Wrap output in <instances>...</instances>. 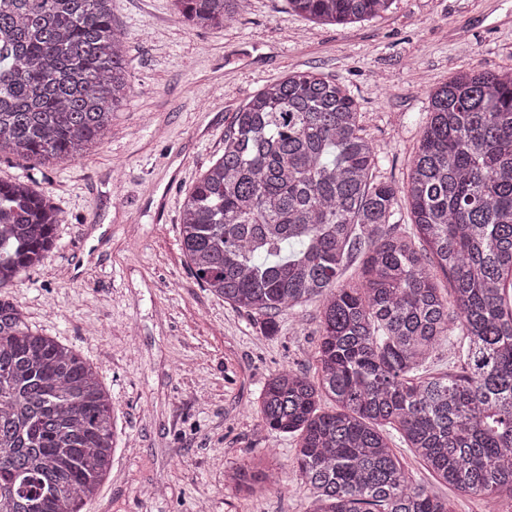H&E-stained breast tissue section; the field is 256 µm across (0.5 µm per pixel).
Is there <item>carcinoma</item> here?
<instances>
[{"instance_id": "cac0c4a2", "label": "carcinoma", "mask_w": 512, "mask_h": 512, "mask_svg": "<svg viewBox=\"0 0 512 512\" xmlns=\"http://www.w3.org/2000/svg\"><path fill=\"white\" fill-rule=\"evenodd\" d=\"M247 2L173 6L189 26L222 30ZM393 2L288 6L344 24ZM129 76L112 0H0V154L83 156L130 97ZM378 156L345 86L313 72L265 86L183 203L185 255L269 336L281 312L321 303L314 375L283 367L259 396L264 427L296 438L306 512H449L412 484L390 430L442 482L512 498V70L461 71L430 94L403 186L374 178ZM31 181L0 180V512H81L111 469L112 402L76 349L4 299L65 220ZM400 192L408 227L394 221ZM357 254L361 278L340 282ZM443 345L458 365L423 374ZM226 482L256 494L279 478L265 457Z\"/></svg>"}]
</instances>
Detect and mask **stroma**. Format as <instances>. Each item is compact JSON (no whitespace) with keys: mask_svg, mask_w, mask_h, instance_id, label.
I'll return each mask as SVG.
<instances>
[{"mask_svg":"<svg viewBox=\"0 0 512 512\" xmlns=\"http://www.w3.org/2000/svg\"><path fill=\"white\" fill-rule=\"evenodd\" d=\"M128 34L134 94L83 158L45 167L0 158V179L33 176L67 216L44 263L9 290L28 325L93 364L114 413L109 475L83 512H305L294 438L262 429L258 395L282 365L313 370L321 306L278 318L265 336L213 295L182 250L185 197L224 151L235 112L265 85L318 73L343 83L382 160L403 185L429 95L456 73L512 69V0H395L382 17L318 24L288 0H250L221 31L188 27L171 0H112ZM413 484L450 512H485L399 439ZM271 453L276 490L251 497L224 474Z\"/></svg>","mask_w":512,"mask_h":512,"instance_id":"obj_1","label":"stroma"}]
</instances>
